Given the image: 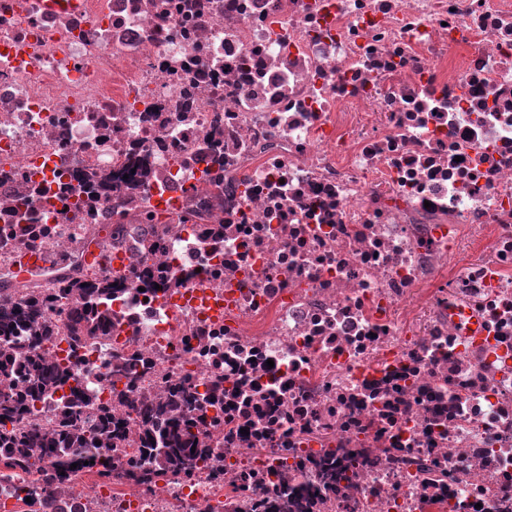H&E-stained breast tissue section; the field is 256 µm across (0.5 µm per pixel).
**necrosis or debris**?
I'll return each instance as SVG.
<instances>
[{
  "label": "necrosis or debris",
  "instance_id": "4bbe7bcc",
  "mask_svg": "<svg viewBox=\"0 0 512 512\" xmlns=\"http://www.w3.org/2000/svg\"><path fill=\"white\" fill-rule=\"evenodd\" d=\"M4 361L0 512H512V0H0Z\"/></svg>",
  "mask_w": 512,
  "mask_h": 512
}]
</instances>
